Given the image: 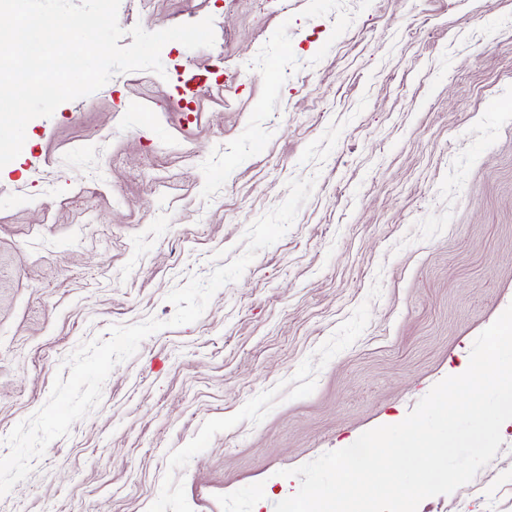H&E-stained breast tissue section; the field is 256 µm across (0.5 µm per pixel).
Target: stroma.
Here are the masks:
<instances>
[{
    "instance_id": "stroma-1",
    "label": "stroma",
    "mask_w": 512,
    "mask_h": 512,
    "mask_svg": "<svg viewBox=\"0 0 512 512\" xmlns=\"http://www.w3.org/2000/svg\"><path fill=\"white\" fill-rule=\"evenodd\" d=\"M208 16L213 46L31 120L0 168V438L81 342L170 319L290 180L314 191L0 512H274L284 470L404 419L512 304V0H121V43ZM418 512H512V436Z\"/></svg>"
}]
</instances>
